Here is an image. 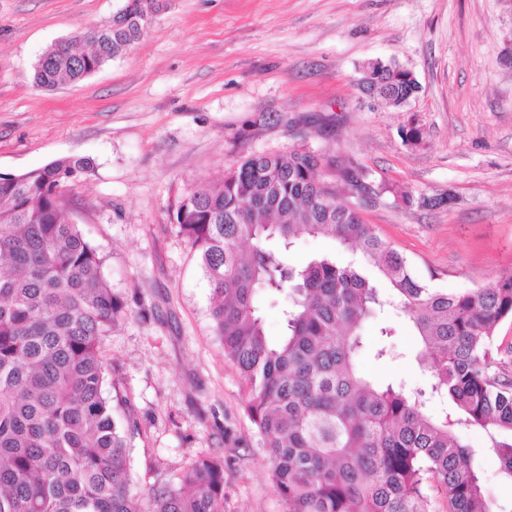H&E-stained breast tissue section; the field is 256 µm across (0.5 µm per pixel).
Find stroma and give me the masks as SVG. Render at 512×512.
<instances>
[{"label":"stroma","mask_w":512,"mask_h":512,"mask_svg":"<svg viewBox=\"0 0 512 512\" xmlns=\"http://www.w3.org/2000/svg\"><path fill=\"white\" fill-rule=\"evenodd\" d=\"M125 3L0 0V176L92 161L63 201L124 306L103 345L104 394L122 400L133 493L217 454L222 512H286L174 204L242 156L330 148L373 185L411 190V204L385 194L363 216L421 280L453 293L512 271V0H163L123 56L74 84L35 85L48 45ZM375 60L418 81L402 108L362 92ZM412 123L417 145L401 135ZM450 193L452 204H424ZM382 342L391 355L374 359ZM365 344L370 377L428 385L405 320L385 339L367 327Z\"/></svg>","instance_id":"1"}]
</instances>
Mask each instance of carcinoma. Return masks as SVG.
<instances>
[{"label": "carcinoma", "instance_id": "carcinoma-1", "mask_svg": "<svg viewBox=\"0 0 512 512\" xmlns=\"http://www.w3.org/2000/svg\"><path fill=\"white\" fill-rule=\"evenodd\" d=\"M133 2L123 26L90 34L91 49L47 47L35 83H76L125 53L159 11L158 0ZM365 70L362 89L386 104L415 95L402 67ZM90 167L67 157L0 180V512H219V456L195 457L145 499L131 492L103 393L101 346L122 305L61 196ZM376 194L351 159L298 148L247 155L177 200L173 219L199 252L214 331L248 385L273 484L288 512H512L478 465L493 454L512 483V351L496 336L512 318V274L457 293L431 287L360 216ZM318 235L339 252L290 260L298 239ZM279 295L285 328L273 340L259 303ZM389 313L412 326L428 387L362 372L365 329ZM436 401L449 402L442 418ZM467 429L486 447L463 443Z\"/></svg>", "mask_w": 512, "mask_h": 512}]
</instances>
